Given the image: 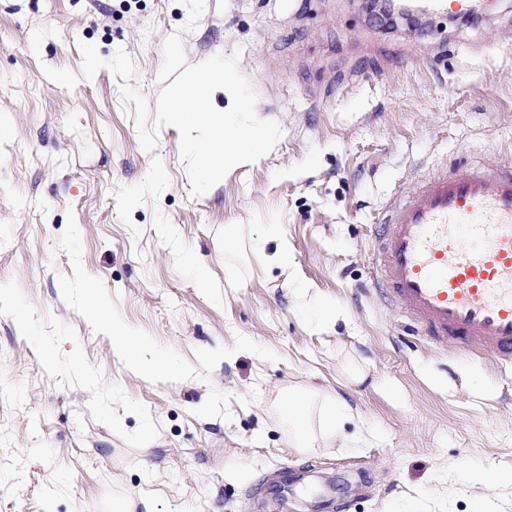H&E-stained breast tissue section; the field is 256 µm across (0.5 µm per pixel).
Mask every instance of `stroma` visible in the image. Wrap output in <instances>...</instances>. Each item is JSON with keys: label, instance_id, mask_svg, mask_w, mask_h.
Here are the masks:
<instances>
[{"label": "stroma", "instance_id": "35a3bbf8", "mask_svg": "<svg viewBox=\"0 0 512 512\" xmlns=\"http://www.w3.org/2000/svg\"><path fill=\"white\" fill-rule=\"evenodd\" d=\"M172 35L281 129L199 197L178 130L146 152L121 77L81 74L79 43L125 50L156 107ZM0 126V512H512V365L417 335L369 265L394 197L512 162V0L419 31L362 0H0ZM291 392L347 403L335 435L298 449ZM112 335L117 348L128 354L131 365L136 368L144 367L136 357L138 342L129 336V334H127L125 330L116 323H112Z\"/></svg>", "mask_w": 512, "mask_h": 512}]
</instances>
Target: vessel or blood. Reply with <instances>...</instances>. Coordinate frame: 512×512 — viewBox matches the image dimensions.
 <instances>
[{"label":"vessel or blood","instance_id":"1","mask_svg":"<svg viewBox=\"0 0 512 512\" xmlns=\"http://www.w3.org/2000/svg\"><path fill=\"white\" fill-rule=\"evenodd\" d=\"M485 0H420L424 12L480 14ZM371 264L421 334L512 360V164L466 163L390 205Z\"/></svg>","mask_w":512,"mask_h":512}]
</instances>
